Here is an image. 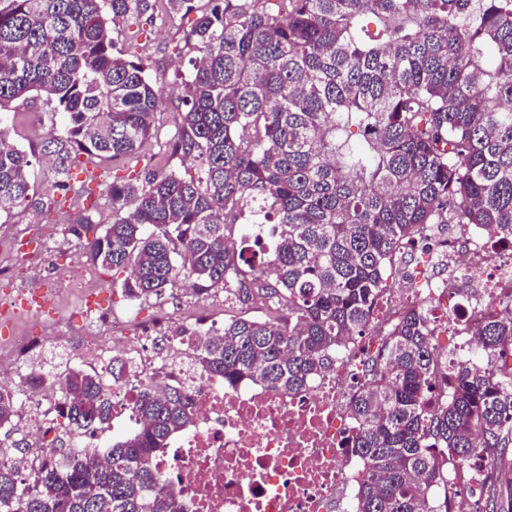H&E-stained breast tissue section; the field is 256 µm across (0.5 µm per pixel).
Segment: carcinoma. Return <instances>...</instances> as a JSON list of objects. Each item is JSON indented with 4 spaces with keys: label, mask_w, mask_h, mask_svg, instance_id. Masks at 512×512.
Returning a JSON list of instances; mask_svg holds the SVG:
<instances>
[{
    "label": "carcinoma",
    "mask_w": 512,
    "mask_h": 512,
    "mask_svg": "<svg viewBox=\"0 0 512 512\" xmlns=\"http://www.w3.org/2000/svg\"><path fill=\"white\" fill-rule=\"evenodd\" d=\"M148 0H0V111L45 98L66 118L42 142L52 187L73 191L80 157L136 153L161 100L150 67L116 48L110 24ZM199 56L182 83L175 149L186 177L108 187L115 220L88 242L104 267L131 269L133 303L181 280L276 314L193 336L191 368L285 390L335 368L360 336L404 245L448 224L512 239V0H215L189 34ZM34 152L0 131V213L31 203ZM240 235V245L232 243ZM450 392L420 307L384 333L350 403L348 442L367 463L355 512H451L449 462L483 468L476 512H512V312L484 317ZM123 354L101 370L65 365L69 434L112 420ZM21 402L0 390V429ZM138 424L107 448H57L23 476L0 464V512H180L175 479L151 465L189 428L178 386L146 384Z\"/></svg>",
    "instance_id": "carcinoma-1"
}]
</instances>
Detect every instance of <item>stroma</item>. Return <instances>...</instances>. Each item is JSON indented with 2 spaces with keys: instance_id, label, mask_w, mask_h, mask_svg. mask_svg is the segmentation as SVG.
<instances>
[{
  "instance_id": "35a3bbf8",
  "label": "stroma",
  "mask_w": 512,
  "mask_h": 512,
  "mask_svg": "<svg viewBox=\"0 0 512 512\" xmlns=\"http://www.w3.org/2000/svg\"><path fill=\"white\" fill-rule=\"evenodd\" d=\"M208 7V0H193L192 11L155 9L140 22H123L112 27L111 36L117 46H125L129 36H136L138 52L149 65L152 76L157 77L163 102L153 116L152 136L137 154L116 160L89 158V166L102 172L105 184L96 200L79 202L59 213L43 212L40 203L47 198L49 168L38 162L31 168L37 204L0 215L1 237H9L29 225L38 226L46 239L51 267L83 281V288L64 289L56 308L59 317L70 321L73 333H80L86 320L81 309L82 293L86 290L100 300L94 312L98 320L132 317L138 324L150 325L166 317L212 314L227 320L256 311L255 305L225 301L220 293L204 299L197 297L187 282L177 283L172 294L160 300L131 303L122 289L128 270L110 269L91 262L85 255V239L75 237L69 230L71 224L85 216L99 228L112 223V199L106 187L113 177H142L169 170L194 173L190 161L175 152L174 142L181 110L182 81L191 69V59L197 55L188 35L195 20ZM0 127L4 128L9 141L29 150L38 148L46 137L59 134L62 118L54 114L52 104L44 99L21 97L0 111Z\"/></svg>"
}]
</instances>
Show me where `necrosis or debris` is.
<instances>
[{"instance_id":"4bbe7bcc","label":"necrosis or debris","mask_w":512,"mask_h":512,"mask_svg":"<svg viewBox=\"0 0 512 512\" xmlns=\"http://www.w3.org/2000/svg\"><path fill=\"white\" fill-rule=\"evenodd\" d=\"M429 246L430 271L382 291L359 348L340 346L335 369L310 376L296 393L195 373L186 366L183 346L148 352L143 342L152 327L139 330L142 341L136 344L132 322L122 319L86 334L79 357L96 366L120 348L135 362L129 383L112 390V419L119 424L129 423L140 382L188 392L195 407L192 427L153 457L159 472L177 476L183 512H350L365 466L345 446L359 429L349 404L367 378L363 355L375 351L381 331L409 304L424 305L440 354L458 361L474 349L472 329L485 308L502 303L512 308V256L492 257L479 227L454 225L448 234L430 237ZM60 382L32 368L13 380V387L26 391L19 418L36 451L28 461L1 449L0 460L25 472L32 462L50 459L61 431Z\"/></svg>"}]
</instances>
